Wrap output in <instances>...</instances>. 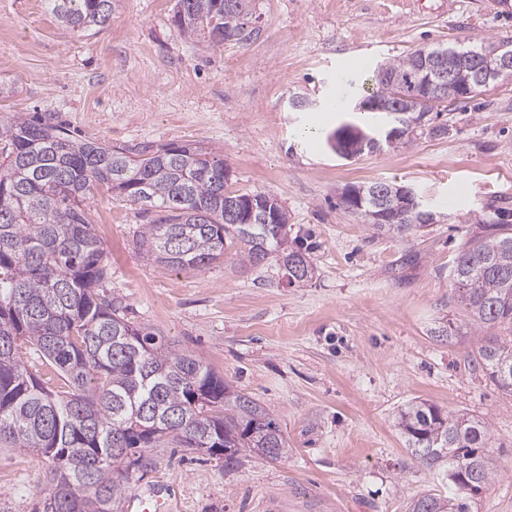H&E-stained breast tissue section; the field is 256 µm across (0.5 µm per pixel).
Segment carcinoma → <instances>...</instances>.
Listing matches in <instances>:
<instances>
[{
  "label": "carcinoma",
  "mask_w": 512,
  "mask_h": 512,
  "mask_svg": "<svg viewBox=\"0 0 512 512\" xmlns=\"http://www.w3.org/2000/svg\"><path fill=\"white\" fill-rule=\"evenodd\" d=\"M62 26L86 31L105 26L112 0H44ZM251 0H176L175 24L184 36L213 40L219 29L245 39ZM501 40L475 47L494 50ZM459 46L439 65L461 69ZM427 72L420 51L381 64L376 90L363 111L387 117L381 148L397 149L421 126L413 97ZM446 80L440 98H471ZM380 129L345 125L327 136L342 157L376 150ZM224 160L203 149L165 144L134 152L105 141L76 139L52 113H15L0 125V441L56 461L34 512H114L123 482L114 473L145 465L143 449L169 438L189 450L210 448L232 463L242 450L270 460L287 453L271 413L224 381L196 356L174 348L147 327L127 320L122 299L99 293L111 276L107 250L85 206L92 188L151 217L141 245L165 269L202 270L242 246V260L282 262L289 283H302L292 262L300 251L282 249L288 213L265 224L261 192L232 190ZM251 196L258 207L247 225L226 219L225 195ZM342 198L378 232H418L434 223L420 197L403 185H348ZM382 214L377 220L374 215ZM452 276L465 320L483 337L473 360L504 393H512V225L479 224L453 259ZM506 369L511 377L501 378ZM411 455L430 469L459 468L478 489L490 485L494 467L485 422L415 402L399 413ZM463 486L427 493L412 512H470Z\"/></svg>",
  "instance_id": "carcinoma-1"
}]
</instances>
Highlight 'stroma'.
Instances as JSON below:
<instances>
[{"mask_svg":"<svg viewBox=\"0 0 512 512\" xmlns=\"http://www.w3.org/2000/svg\"><path fill=\"white\" fill-rule=\"evenodd\" d=\"M176 0H114L112 19L64 29L44 0H0V120L52 112L76 136L130 148L179 144L223 156L231 185L278 200L288 247L312 273L235 251L166 270L141 246L139 206L97 187L86 205L130 321L159 332L272 413L288 444L272 461L147 448L114 512L168 484L176 512H409L442 489L412 458L398 413L414 401L484 419L494 476L472 512H512V395L475 369L457 318L454 255L475 224H512V78L448 104L403 148L343 158L326 134L366 127L375 68L422 48L512 40L497 0H252L250 39L180 35ZM329 113L324 134L300 128ZM396 181L436 214L423 232L375 234L341 204L348 185ZM45 460L0 444V512H33Z\"/></svg>","mask_w":512,"mask_h":512,"instance_id":"obj_1","label":"stroma"}]
</instances>
